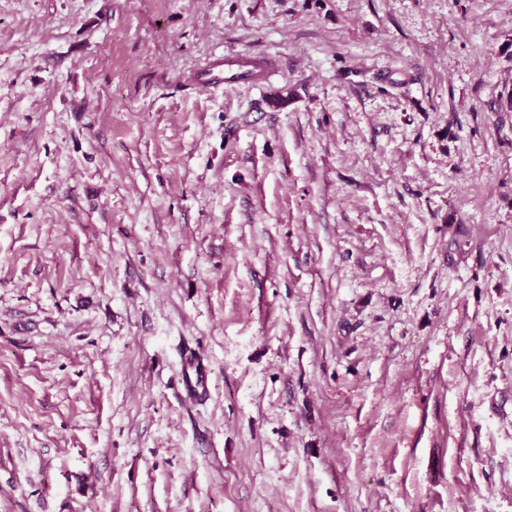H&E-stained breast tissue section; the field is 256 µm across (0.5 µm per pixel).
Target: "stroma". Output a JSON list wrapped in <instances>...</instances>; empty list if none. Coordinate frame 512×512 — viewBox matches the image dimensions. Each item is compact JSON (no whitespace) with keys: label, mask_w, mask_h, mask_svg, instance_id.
Returning <instances> with one entry per match:
<instances>
[{"label":"stroma","mask_w":512,"mask_h":512,"mask_svg":"<svg viewBox=\"0 0 512 512\" xmlns=\"http://www.w3.org/2000/svg\"><path fill=\"white\" fill-rule=\"evenodd\" d=\"M0 512H512V0H0ZM254 60L246 53H230L223 60L208 64L200 71L199 83L205 88L252 85L255 78L249 76ZM183 391L189 396H206L208 392L210 371L204 362L192 353L183 356Z\"/></svg>","instance_id":"35a3bbf8"}]
</instances>
